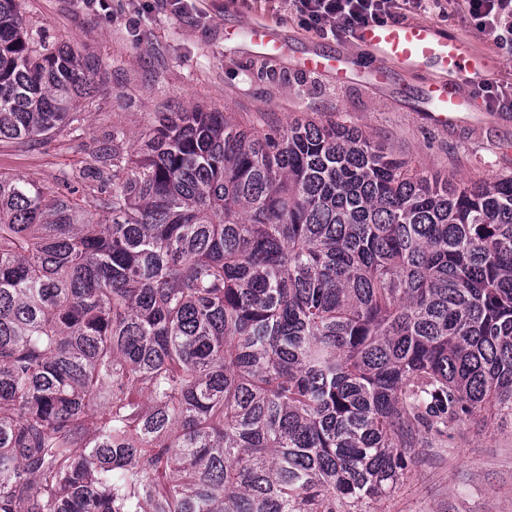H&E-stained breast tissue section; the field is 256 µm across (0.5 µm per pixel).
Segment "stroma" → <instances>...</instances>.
Wrapping results in <instances>:
<instances>
[{
	"label": "stroma",
	"mask_w": 512,
	"mask_h": 512,
	"mask_svg": "<svg viewBox=\"0 0 512 512\" xmlns=\"http://www.w3.org/2000/svg\"><path fill=\"white\" fill-rule=\"evenodd\" d=\"M108 2L105 13L87 0H22L24 17L49 42L78 45L100 60L99 92L84 106L82 139L56 136L35 149L0 142V171L36 177L52 189L60 170L90 163L93 146L112 127L124 128L134 143L153 113L202 108L259 131L296 120L340 122L418 170L461 183L512 176V106L438 128L419 101L435 77L431 70L401 71L375 86L302 69L300 60L313 54L343 55L359 71L380 60L354 38L306 31L286 0L274 8L255 0L249 9L235 0H194L183 15L159 6L139 13L143 0ZM404 19L492 57L485 84H512V53L475 28L460 0L447 14L408 11ZM253 25L270 28L281 50H257L247 35ZM414 456L407 478L375 503V512H512V421H465L448 444H420Z\"/></svg>",
	"instance_id": "1"
}]
</instances>
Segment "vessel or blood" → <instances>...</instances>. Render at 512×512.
<instances>
[{
	"mask_svg": "<svg viewBox=\"0 0 512 512\" xmlns=\"http://www.w3.org/2000/svg\"><path fill=\"white\" fill-rule=\"evenodd\" d=\"M357 41L377 52L379 67L365 72L364 80L372 84L388 83L394 71L428 66L441 78L427 85L422 94L428 121L444 127L476 108V100L462 91V83H481L491 60L455 39H443L427 23L368 24L356 30ZM303 66L311 71L330 70L338 82L355 78L346 58L317 55L304 58Z\"/></svg>",
	"mask_w": 512,
	"mask_h": 512,
	"instance_id": "vessel-or-blood-1",
	"label": "vessel or blood"
}]
</instances>
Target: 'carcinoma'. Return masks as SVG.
Masks as SVG:
<instances>
[{
  "mask_svg": "<svg viewBox=\"0 0 512 512\" xmlns=\"http://www.w3.org/2000/svg\"><path fill=\"white\" fill-rule=\"evenodd\" d=\"M98 66L0 0V142L81 136ZM110 140L0 172V512H373L512 418V176L200 109Z\"/></svg>",
  "mask_w": 512,
  "mask_h": 512,
  "instance_id": "cac0c4a2",
  "label": "carcinoma"
}]
</instances>
